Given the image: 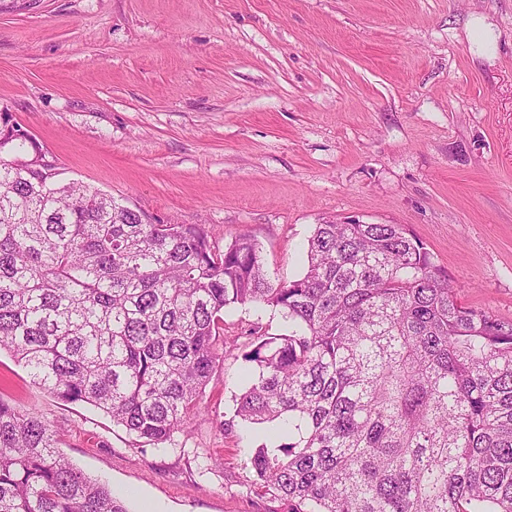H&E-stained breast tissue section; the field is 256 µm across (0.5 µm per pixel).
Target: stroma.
<instances>
[{
    "instance_id": "1",
    "label": "stroma",
    "mask_w": 512,
    "mask_h": 512,
    "mask_svg": "<svg viewBox=\"0 0 512 512\" xmlns=\"http://www.w3.org/2000/svg\"><path fill=\"white\" fill-rule=\"evenodd\" d=\"M482 18L493 56L470 35ZM61 181L156 224L241 232L272 280L304 270L315 224H402L465 305L512 321V0H0V113ZM265 305L224 310L225 353L190 433L136 445L0 354V399L129 512H288L256 482L270 427L235 416Z\"/></svg>"
}]
</instances>
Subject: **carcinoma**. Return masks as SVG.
<instances>
[{"mask_svg":"<svg viewBox=\"0 0 512 512\" xmlns=\"http://www.w3.org/2000/svg\"><path fill=\"white\" fill-rule=\"evenodd\" d=\"M0 117V351L67 404L141 445L187 428L218 361L224 308L295 324L246 358L236 417L288 424L253 453L293 512H512V322L458 301L402 224L325 221L304 273L275 282L240 234L152 224L50 176ZM57 431L0 400V512H128L58 451Z\"/></svg>","mask_w":512,"mask_h":512,"instance_id":"cac0c4a2","label":"carcinoma"}]
</instances>
